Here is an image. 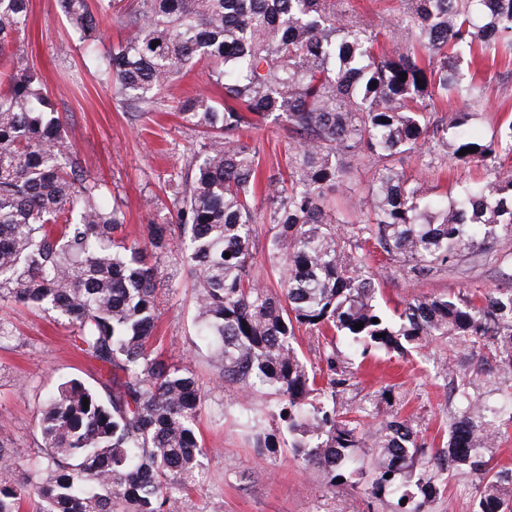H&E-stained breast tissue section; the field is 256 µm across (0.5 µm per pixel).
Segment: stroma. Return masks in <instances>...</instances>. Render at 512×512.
<instances>
[{
    "label": "stroma",
    "mask_w": 512,
    "mask_h": 512,
    "mask_svg": "<svg viewBox=\"0 0 512 512\" xmlns=\"http://www.w3.org/2000/svg\"><path fill=\"white\" fill-rule=\"evenodd\" d=\"M19 47L41 71L65 116L70 139L87 172L99 180L109 199L125 212V233L135 239L141 225L163 217L173 206L176 181L185 172L197 131L173 110L147 111L121 101L104 75L86 70L69 36V27L55 0H31V19ZM481 100L449 98L448 112L472 115V131L480 139L498 135L512 121V71L481 67L475 78ZM251 137L260 148L263 178L285 174L290 138L285 122L265 120ZM400 171L438 201H446L455 182L483 179L477 162L452 161L448 148L438 146L419 155L399 156ZM370 264L379 270V286L387 309L424 297L472 295L512 288V234L503 233L483 251L467 255L447 271L421 278L402 276L395 261L372 250ZM158 332L168 356L199 375L207 393V409L199 433L213 454L199 493L186 498L183 512H396L392 493L372 495L373 470L366 449L344 485L327 487L322 473L305 466L292 449L268 453L256 448L242 416H271L277 397L272 389L246 394L215 383L216 370L207 350L195 349V302L189 286L163 301ZM339 364L354 378L336 397V409L362 411L368 428L398 414L410 419L426 447L441 448L448 440V418L456 405L452 380L473 382L477 394L498 400L502 370L477 375L471 349L441 339L407 355L373 350L362 352L346 337L335 339ZM79 376L94 382L97 369L75 348L71 330L51 313L23 306H0V441L22 458L43 452L37 429L40 408L63 380ZM390 385V403L374 393ZM479 478L468 473L449 476L423 512H472Z\"/></svg>",
    "instance_id": "stroma-1"
}]
</instances>
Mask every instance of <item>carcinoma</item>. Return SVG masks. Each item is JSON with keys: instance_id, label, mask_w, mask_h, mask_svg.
<instances>
[{"instance_id": "1", "label": "carcinoma", "mask_w": 512, "mask_h": 512, "mask_svg": "<svg viewBox=\"0 0 512 512\" xmlns=\"http://www.w3.org/2000/svg\"><path fill=\"white\" fill-rule=\"evenodd\" d=\"M404 2L389 24L396 47L381 51L380 31L343 9L344 0H57L89 49L109 13L130 31L100 57L121 99L161 106V93L203 61L224 93L174 106L203 143L170 219L142 225L128 242L122 207L108 204L83 169L45 80L14 48L30 0H0V60L10 65L0 71V305L54 313L98 374L95 387L70 378L47 396L38 422L45 457L21 461L0 444V512L26 503L32 512H179L200 484L206 395L195 373L159 353L156 335L162 294L181 282L162 280L155 259L176 237L195 293L197 339L216 352L218 382L273 388L288 447L330 486L366 447L374 492L422 499L401 512H421L458 471L482 475L473 512H512V469H494L489 456L500 422H512V397L490 403L458 384L462 410L448 424V445L428 454L397 414L373 431L337 414L328 401L348 378L321 384V371L295 347L302 326L400 354L445 337L492 347L512 372L511 288L416 299L394 323L379 305V273L360 252L371 241L403 274L424 277L497 230L512 231V171L502 163L512 158V122L481 143L467 129L470 112L431 121L436 100L471 90L461 84L464 58L512 55V0ZM270 116L285 119L294 146L288 179L263 183L249 131ZM432 142L451 147L458 162L483 163L491 177L459 185L443 206L422 196L395 161ZM359 151L375 158L356 204L362 221L336 203L345 157ZM260 199L269 206L277 289L252 277ZM263 422L244 420L257 447H279ZM418 466L426 470L413 492Z\"/></svg>"}]
</instances>
